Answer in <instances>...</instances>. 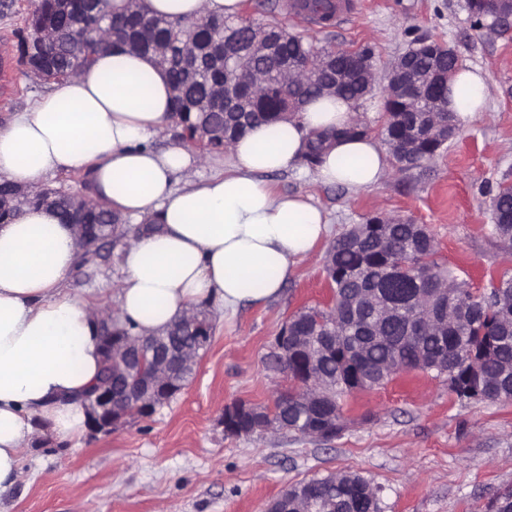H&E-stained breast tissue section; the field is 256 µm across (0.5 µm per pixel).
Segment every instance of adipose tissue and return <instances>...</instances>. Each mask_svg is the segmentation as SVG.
Returning <instances> with one entry per match:
<instances>
[{"mask_svg":"<svg viewBox=\"0 0 512 512\" xmlns=\"http://www.w3.org/2000/svg\"><path fill=\"white\" fill-rule=\"evenodd\" d=\"M150 14L188 21L238 16L243 0H143ZM448 108L461 122L483 112L488 76L459 69ZM167 73L127 49L97 55L52 82L27 111L0 126V180L39 185L61 172L92 173L94 198L121 220L157 224L122 252L114 301L146 335L166 331L203 302L233 314L279 296L298 260L328 237L325 210L308 194L273 189L267 174L293 171L359 191L390 173L380 141L339 139L307 169L310 134L353 123L351 103L318 95L277 123L259 124L228 152L224 172L195 182V155L154 146L171 123ZM79 259L72 225L53 210L19 208L0 225V491L21 475L36 431L64 444L83 437V395L101 367L99 300L65 283Z\"/></svg>","mask_w":512,"mask_h":512,"instance_id":"1","label":"adipose tissue"}]
</instances>
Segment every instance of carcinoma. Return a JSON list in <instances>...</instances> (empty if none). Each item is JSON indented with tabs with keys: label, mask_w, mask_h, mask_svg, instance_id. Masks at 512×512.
<instances>
[{
	"label": "carcinoma",
	"mask_w": 512,
	"mask_h": 512,
	"mask_svg": "<svg viewBox=\"0 0 512 512\" xmlns=\"http://www.w3.org/2000/svg\"><path fill=\"white\" fill-rule=\"evenodd\" d=\"M84 9L85 4L76 0H71L68 5L61 0H38L26 17V29L47 38L49 29L69 27L72 18ZM122 17L131 39L125 48L143 54L148 50L139 47L136 40L146 26L151 30L152 43L173 52L178 51L188 38L198 44L210 45L220 42L230 32L243 36L249 29L247 20L241 17H211L206 22L197 20L189 23L171 21L148 14L138 0H128ZM267 29L280 40L279 52L283 59L301 60L327 51L324 46L319 47L302 36L288 33L277 22L269 23ZM50 50L52 68L42 76L45 81L75 75L93 60L86 54L83 42L72 38L50 43ZM167 74L171 87L181 88V93L173 97L172 120L180 129L182 140L188 146H195L196 131L202 125L209 126L214 133L209 145L200 148L205 157L223 155L230 143L256 123L282 119L281 112L287 104L286 80L275 69L270 70L267 79L252 92L250 111L240 113L220 109L202 112L199 109V104L207 97L208 84L222 79V74L205 69L199 76L191 77L176 67L168 69ZM493 199L495 206L491 209V219L494 237L503 246L511 248L512 186L498 187ZM108 215L110 212L105 210V206L95 200L87 207L86 220L90 224L104 225V232L113 238V242L120 243L129 229L120 221L107 225ZM435 255L434 238L426 226L402 220L392 221L389 236L382 241L358 235L351 228L328 248L325 271L331 275L339 269L353 268L356 270L354 285L360 288L381 286L387 279L386 266L400 261L410 262L403 278L391 285L400 294L421 284L448 281L452 284L448 307L459 314L458 320L448 326L446 337L430 336L423 331L408 340L406 314L398 313L387 319L380 317L372 308L367 310L364 322L347 325L344 348L313 369L314 374L336 382V389L330 391L322 402L336 409L338 430L346 426L344 398L353 393V389L381 387L390 382L397 371L416 368L419 352L427 359L421 371L448 378V390L459 400L477 403L512 401V275H503L487 291H474L451 268L438 262ZM332 287L336 289L335 307L311 308V313L293 322V335L311 336L318 342L330 334L326 326L315 327L314 313L334 315L337 323L344 322L343 301L350 286L338 282ZM371 326L380 329L383 339L368 332ZM301 363V357L290 350L286 354L272 356L269 367L278 372L286 370L292 376ZM274 403L277 415L288 421V431L305 434L314 409L303 407L282 394L274 399ZM308 482L313 484V490L320 498L351 502L358 506L359 512H367L370 508L369 500H358L360 488L367 480L357 474H347L338 484L322 477L310 478Z\"/></svg>",
	"instance_id": "obj_1"
}]
</instances>
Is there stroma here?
Masks as SVG:
<instances>
[{
  "label": "stroma",
  "mask_w": 512,
  "mask_h": 512,
  "mask_svg": "<svg viewBox=\"0 0 512 512\" xmlns=\"http://www.w3.org/2000/svg\"><path fill=\"white\" fill-rule=\"evenodd\" d=\"M244 2V18L257 24L278 22L322 46L372 48L381 71L414 39L428 37L487 73L484 114L462 124L423 166L357 192L288 172L269 180L312 194L333 236L378 214L401 218L428 225L440 258L473 289L512 272V248L496 242L488 208L491 191L512 179V34L486 37L464 0H361L360 11L337 27L289 14L287 0ZM11 59L14 82L0 100V124L46 87L19 51ZM326 250L319 245L302 260L276 299L233 315L206 305L211 346L181 393L150 417L109 434L85 433L76 446L37 437L17 483L0 492V512H265L289 485L340 471L377 488L379 512H485L498 490L512 486V402L458 400L443 377L411 371L351 394L346 427L328 442L284 431L225 436V405H266L291 388L286 374L267 369V357L287 317L328 300ZM119 273L112 254L75 269L67 285L110 305ZM117 456L123 469L113 465Z\"/></svg>",
  "instance_id": "obj_1"
}]
</instances>
